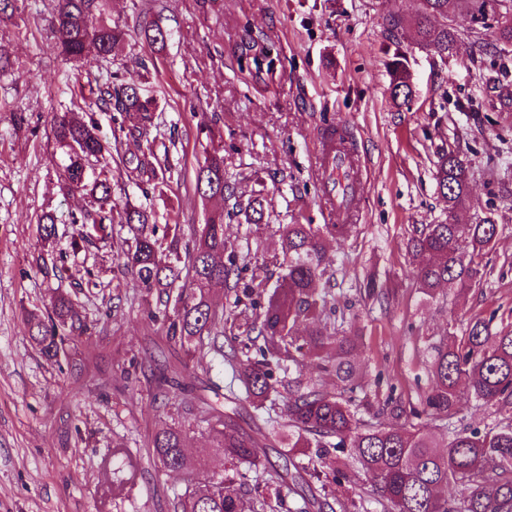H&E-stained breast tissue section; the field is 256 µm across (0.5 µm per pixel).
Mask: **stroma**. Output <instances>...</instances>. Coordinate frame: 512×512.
<instances>
[{"label":"stroma","instance_id":"obj_1","mask_svg":"<svg viewBox=\"0 0 512 512\" xmlns=\"http://www.w3.org/2000/svg\"><path fill=\"white\" fill-rule=\"evenodd\" d=\"M25 29L0 28V43L14 68L0 75V512H174L190 486L222 477V455L212 452L210 408L236 407L239 428L254 433L256 412L246 400L229 404L234 378L222 355L241 349L227 334L223 353L210 346L186 357L169 340L164 316L149 318L154 298L137 288L118 256L131 235L110 236L73 249L71 212L88 198L59 193L62 151L47 117L73 107L78 84L105 82L111 71L145 63V89L174 129L158 215L178 225L191 246L213 202L195 191V170L207 149H224V234L233 245L244 282L274 285L283 275L282 225L326 224L313 156L325 117L346 123L368 165L363 208L340 244H328L324 262L332 278L329 303L337 328L359 342V376L368 391L360 417L386 422L387 395L414 405L429 388L431 346L448 331L463 333L477 315L512 324V112L491 110L483 81L490 67L512 83V52L498 61L475 54L463 13L454 25L465 35L459 52L443 58L414 43L411 22L419 0H110L114 23L129 30L114 61L95 55L68 63L56 54L44 19V0H19ZM151 14L171 37L156 51L133 37L140 16ZM405 19L388 31L384 18ZM266 33L281 52L269 85L240 70L230 46L243 23ZM406 56L414 97L398 106L387 67ZM27 121L17 125L15 110ZM470 160L474 204L460 222L495 217L499 234L487 252L482 286L423 295L412 272L408 240L414 226L442 221L447 204L436 186L440 153ZM267 203L263 223L245 220L254 191ZM52 215L60 235L52 248L64 270L47 280L35 260L42 250L36 220ZM391 288L388 303L358 291L367 277ZM81 307L90 334L58 359L31 343L25 314L45 309L55 293ZM225 320L256 318L260 299L237 297L215 285L210 293ZM181 372L192 394H164L161 374ZM187 434V474L165 472L151 455L163 425ZM371 479L328 483V502L344 512H379Z\"/></svg>","mask_w":512,"mask_h":512}]
</instances>
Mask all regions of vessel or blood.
Masks as SVG:
<instances>
[{
  "label": "vessel or blood",
  "instance_id": "b4317fda",
  "mask_svg": "<svg viewBox=\"0 0 512 512\" xmlns=\"http://www.w3.org/2000/svg\"><path fill=\"white\" fill-rule=\"evenodd\" d=\"M316 170L323 186L325 208L347 216L357 214L363 163L347 126L339 124L325 131Z\"/></svg>",
  "mask_w": 512,
  "mask_h": 512
}]
</instances>
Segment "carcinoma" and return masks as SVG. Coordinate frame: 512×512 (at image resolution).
I'll use <instances>...</instances> for the list:
<instances>
[{
	"label": "carcinoma",
	"mask_w": 512,
	"mask_h": 512,
	"mask_svg": "<svg viewBox=\"0 0 512 512\" xmlns=\"http://www.w3.org/2000/svg\"><path fill=\"white\" fill-rule=\"evenodd\" d=\"M49 31L54 47L63 60L73 62L89 53L108 58L119 52L125 33L112 25L109 0H45ZM470 16L475 26L491 31L493 42L477 43L478 51L495 56L512 46V0H420L415 20L416 44L442 58L456 54L461 32L448 23L449 10ZM17 0H0V25L19 26ZM140 34L150 46L166 45L170 34L157 22L143 18ZM243 35L233 48V55L246 64L252 79L266 82L258 64L272 45L264 35L242 26ZM390 90L395 101L407 105L413 88L405 58L394 55L389 63ZM492 102L499 110L512 112V87L493 78L486 79ZM80 95L94 99L96 108L111 114L112 135L140 140L139 153L127 164L138 173L149 191H162L164 178L156 140L146 138L155 125L159 105L156 97L143 93L139 71L125 69L112 75L106 84L81 85ZM47 124L55 142L63 149L57 187L62 195L79 194L90 198V207L71 217V223L84 227L73 238V248L89 243L96 236L112 233L121 224L133 234L134 248L124 253L123 267L131 272L137 286L154 294L164 309H172L169 339L190 356L203 336L210 344L222 335L224 319L216 315L209 297L216 284L229 286L235 274V250L224 237V208L209 213L199 230L193 248L183 252L191 262L192 280L177 286L181 278L180 238L170 225L158 224L151 209L131 200L119 204L112 199V170L95 167L110 153L111 141L101 135L93 117L77 112L54 113ZM436 183L448 203V217L438 224H423L413 231L410 250L419 290L434 297L444 287L472 288L483 282V257L498 236V224L491 215L474 224H459L457 214L470 207L469 169L453 153L438 156ZM224 154L215 150L198 165L195 190L202 198L224 201ZM265 198L257 194L245 208L248 221L260 222L265 213ZM40 236L54 242L59 230L55 220L42 216L37 220ZM344 224H287L280 240L285 273L261 305L259 319L244 323V333H257L263 339L259 358L240 360L233 355L238 380L254 404L263 403L279 393L283 381L276 369L286 362L297 368L314 361L326 374L336 378L339 391L328 393L319 388L288 389L283 396L288 419V447L310 448L308 459L288 457L284 470L294 485H307L311 497L306 508L321 510L323 503L313 484L322 482V459L336 452L334 481L350 480L363 471L373 480L370 496L381 512H512V329L492 331L494 317H473L462 336L448 332L435 347L430 365L431 385L419 405L406 407L391 396L385 400L395 418H406L373 426L359 418L362 401L356 352L358 344L349 336L336 335L332 317L336 310L327 307L326 296L316 285L328 276L323 254L328 239L340 240ZM170 239L167 259L158 256L160 239ZM38 270L46 279L61 276L62 268L53 255L38 257ZM311 321L306 333L297 325ZM29 338L49 360L56 359L65 346L86 334L88 327L81 311L66 295H58L44 313L27 316ZM473 400L493 409L496 423L480 429L457 419L459 405ZM441 423L447 441L441 443L432 431ZM223 429L214 447L231 465H264L261 439L240 433L233 417L224 415ZM185 436L178 428L157 431L152 442L153 456L167 471L187 469ZM244 476L226 475L216 482L193 488L180 502L178 512H245ZM285 477L274 472L270 481L250 489L252 512H262L266 491L280 493ZM453 485L457 491L446 495Z\"/></svg>",
	"instance_id": "obj_1"
}]
</instances>
